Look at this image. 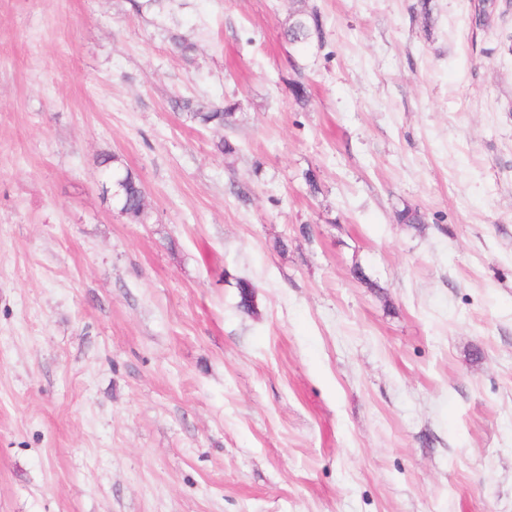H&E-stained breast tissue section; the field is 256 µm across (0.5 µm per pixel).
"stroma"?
I'll list each match as a JSON object with an SVG mask.
<instances>
[{"label": "stroma", "mask_w": 512, "mask_h": 512, "mask_svg": "<svg viewBox=\"0 0 512 512\" xmlns=\"http://www.w3.org/2000/svg\"><path fill=\"white\" fill-rule=\"evenodd\" d=\"M509 39L512 0H0V512H512ZM285 35L289 43L294 45L307 44L314 38L322 39L323 22L320 14L314 11L309 14H296L290 21ZM174 107L187 111L186 117L198 123L201 126H226L231 125L236 120V112H232V107L216 106L201 102H194L190 99H177L174 101ZM111 158H104L102 164L109 165L112 162V186L114 198L120 206V211L127 216L129 221L134 224H145L148 213H144L142 207L146 206L145 192L140 181L129 173L124 171L120 165L119 158L112 155ZM145 202V203H144Z\"/></svg>", "instance_id": "35a3bbf8"}]
</instances>
